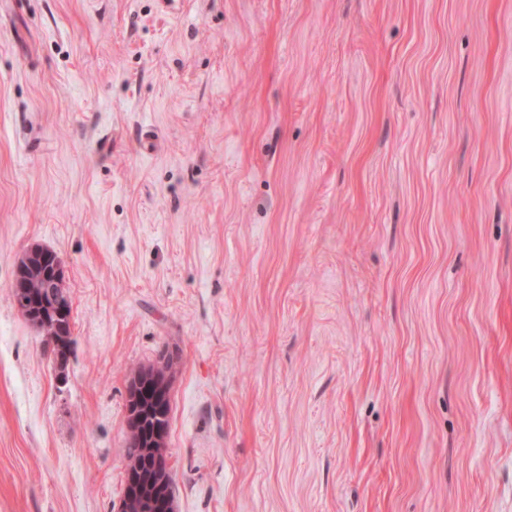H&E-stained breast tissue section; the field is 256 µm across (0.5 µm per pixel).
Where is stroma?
Listing matches in <instances>:
<instances>
[{
  "label": "stroma",
  "instance_id": "obj_1",
  "mask_svg": "<svg viewBox=\"0 0 512 512\" xmlns=\"http://www.w3.org/2000/svg\"><path fill=\"white\" fill-rule=\"evenodd\" d=\"M165 354L176 512H512V0H0V512H114ZM39 255L50 263L53 269V276L43 279L44 291L42 292V304L33 305L41 308L46 307L51 311H55L57 314H65L67 310V299L65 296V274L62 267L61 260L59 259L56 252L47 248H33L28 255L23 257V262L20 260L17 266L16 275L14 281L11 284V288L18 295H23L27 292L28 277L30 274H36V267L31 264L37 263V258H29L33 255ZM69 319L59 320L57 322L63 323L64 327L56 330L53 321V317L50 316V319L47 322H41L40 332L43 333L44 345H45V355L55 363L56 356L58 354H63L65 358V362L67 361V354L70 352L71 345L73 343L72 339V305L69 300V310H68Z\"/></svg>",
  "mask_w": 512,
  "mask_h": 512
}]
</instances>
